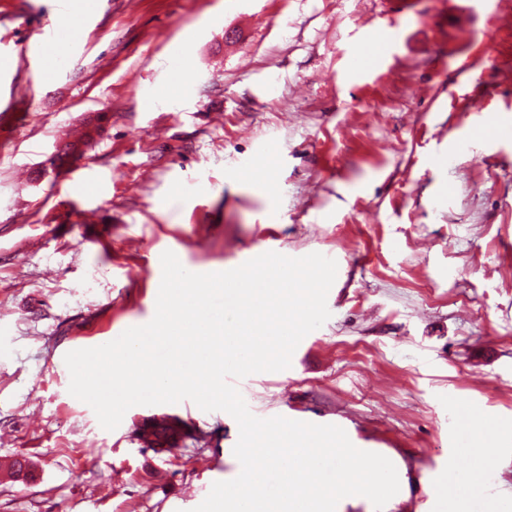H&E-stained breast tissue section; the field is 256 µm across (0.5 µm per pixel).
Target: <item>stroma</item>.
Segmentation results:
<instances>
[{"label": "stroma", "instance_id": "obj_1", "mask_svg": "<svg viewBox=\"0 0 512 512\" xmlns=\"http://www.w3.org/2000/svg\"><path fill=\"white\" fill-rule=\"evenodd\" d=\"M69 6L88 24L42 78L25 59L57 0H0V465L31 467L0 472V512H192L239 474L226 412L137 405L108 431L68 392L67 352L153 318L167 250L193 273L270 251L334 259L330 318L288 369L237 380L251 413L336 425L389 458L400 490L380 512H505L512 0ZM390 29L388 58L351 71ZM170 84L177 96L159 97ZM462 404L478 415L454 448ZM160 416L203 439L146 447L138 429Z\"/></svg>", "mask_w": 512, "mask_h": 512}]
</instances>
